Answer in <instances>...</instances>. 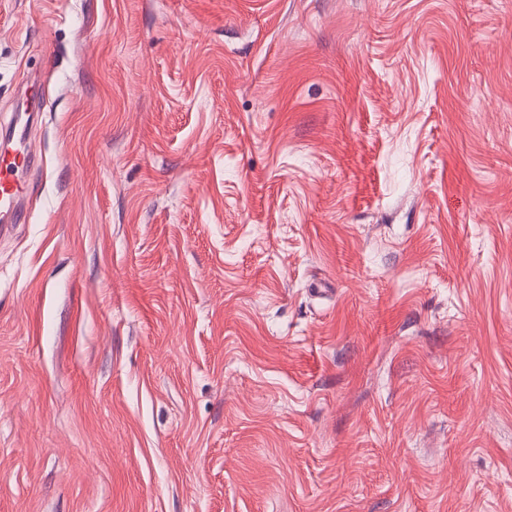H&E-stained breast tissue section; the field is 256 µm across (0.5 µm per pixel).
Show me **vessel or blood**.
<instances>
[{"label": "vessel or blood", "mask_w": 512, "mask_h": 512, "mask_svg": "<svg viewBox=\"0 0 512 512\" xmlns=\"http://www.w3.org/2000/svg\"><path fill=\"white\" fill-rule=\"evenodd\" d=\"M29 104L15 112L6 126L0 127V232H11L28 214L23 206L26 197L25 173L36 160L28 149V128L44 95L42 81L26 87Z\"/></svg>", "instance_id": "vessel-or-blood-1"}]
</instances>
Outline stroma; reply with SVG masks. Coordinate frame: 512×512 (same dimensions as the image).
I'll use <instances>...</instances> for the list:
<instances>
[{
	"mask_svg": "<svg viewBox=\"0 0 512 512\" xmlns=\"http://www.w3.org/2000/svg\"><path fill=\"white\" fill-rule=\"evenodd\" d=\"M0 512H512V0H0ZM30 104L15 112L6 126L1 124L0 146V232H11L18 223L26 222L28 213L23 202L26 197L25 173L36 164L28 150V127L32 125L37 106L41 105L44 87L41 80L27 84ZM6 143V145H5Z\"/></svg>",
	"mask_w": 512,
	"mask_h": 512,
	"instance_id": "1",
	"label": "stroma"
}]
</instances>
